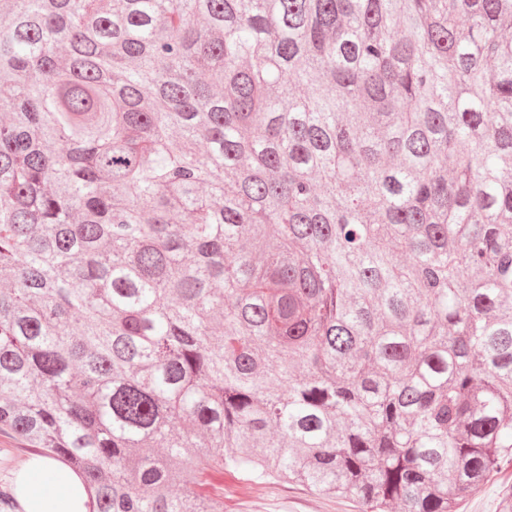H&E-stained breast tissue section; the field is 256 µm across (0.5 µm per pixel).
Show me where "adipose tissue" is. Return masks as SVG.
<instances>
[{
    "label": "adipose tissue",
    "mask_w": 512,
    "mask_h": 512,
    "mask_svg": "<svg viewBox=\"0 0 512 512\" xmlns=\"http://www.w3.org/2000/svg\"><path fill=\"white\" fill-rule=\"evenodd\" d=\"M17 497L22 512H89L79 479L49 459L26 463Z\"/></svg>",
    "instance_id": "adipose-tissue-1"
}]
</instances>
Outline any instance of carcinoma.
Instances as JSON below:
<instances>
[{
	"instance_id": "cac0c4a2",
	"label": "carcinoma",
	"mask_w": 512,
	"mask_h": 512,
	"mask_svg": "<svg viewBox=\"0 0 512 512\" xmlns=\"http://www.w3.org/2000/svg\"><path fill=\"white\" fill-rule=\"evenodd\" d=\"M1 274L0 432L90 512H456L512 464V0H0ZM209 482L222 512H362L353 500L318 495L296 484H257L242 474L225 472L214 473Z\"/></svg>"
}]
</instances>
